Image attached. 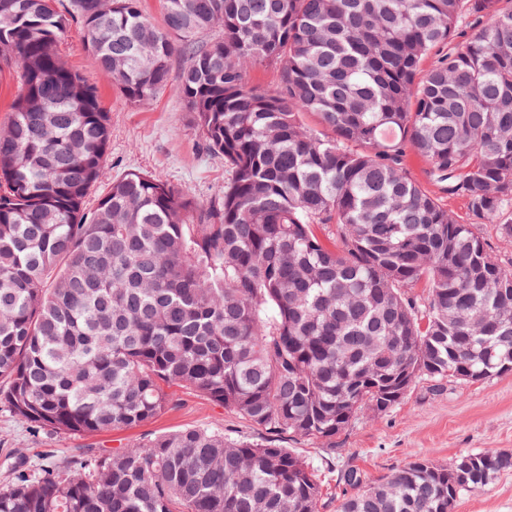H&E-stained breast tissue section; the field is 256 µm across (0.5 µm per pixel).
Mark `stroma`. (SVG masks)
<instances>
[{"label": "stroma", "mask_w": 512, "mask_h": 512, "mask_svg": "<svg viewBox=\"0 0 512 512\" xmlns=\"http://www.w3.org/2000/svg\"><path fill=\"white\" fill-rule=\"evenodd\" d=\"M60 52L97 86L110 117L104 173L91 188L87 207H94L113 180L131 171L165 179L203 205L223 196L228 178L224 160L207 151L185 109L178 78H171L153 100L135 105L101 73L79 25L71 26ZM195 426L222 431L236 441L269 442L306 457L322 482L318 512H336L340 501L356 492L344 482V470H357L371 483L422 457L448 467L467 452H512V371L470 382L417 379L390 411H362L331 440L271 434L196 393L182 394L178 406L143 426L89 437L33 431L0 406V486L22 459L36 467L64 461L83 448L109 452ZM453 512H512V472L498 475L483 490L462 494Z\"/></svg>", "instance_id": "1"}]
</instances>
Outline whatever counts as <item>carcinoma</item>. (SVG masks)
<instances>
[{
    "label": "carcinoma",
    "instance_id": "obj_1",
    "mask_svg": "<svg viewBox=\"0 0 512 512\" xmlns=\"http://www.w3.org/2000/svg\"><path fill=\"white\" fill-rule=\"evenodd\" d=\"M501 2L164 0L156 25L141 0H0V62L24 86L0 133V404L33 429L84 436L143 425L180 388L272 433L332 439L358 412L396 406L402 374L500 373L512 264L404 158L417 153L428 181L512 238ZM74 22L132 103L182 60L187 112L229 171L218 202L130 172L84 207L111 132L97 88L59 53ZM267 65L273 90L245 77ZM474 313L487 325L467 323ZM458 461L512 471L492 449ZM485 486L419 458L338 512H453ZM321 496L293 451L196 427L18 465L0 512H317ZM406 167L410 175L423 183L430 191H432L440 200L441 204L462 224H470L472 222L468 209L467 199L461 195H449L440 187L430 184L425 176L428 168L425 160L412 152L408 153L406 158Z\"/></svg>",
    "mask_w": 512,
    "mask_h": 512
}]
</instances>
